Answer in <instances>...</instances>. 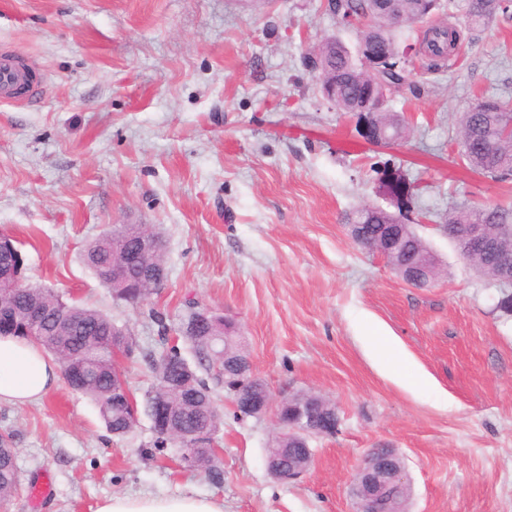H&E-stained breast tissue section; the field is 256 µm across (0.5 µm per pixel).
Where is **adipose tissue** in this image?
<instances>
[{"label":"adipose tissue","mask_w":512,"mask_h":512,"mask_svg":"<svg viewBox=\"0 0 512 512\" xmlns=\"http://www.w3.org/2000/svg\"><path fill=\"white\" fill-rule=\"evenodd\" d=\"M60 366L34 342L0 336V403L24 405L50 394ZM97 512H224V505L198 496L155 497L115 494Z\"/></svg>","instance_id":"adipose-tissue-1"}]
</instances>
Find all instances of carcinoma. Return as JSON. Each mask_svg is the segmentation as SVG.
<instances>
[{"mask_svg":"<svg viewBox=\"0 0 512 512\" xmlns=\"http://www.w3.org/2000/svg\"><path fill=\"white\" fill-rule=\"evenodd\" d=\"M329 9L345 25L369 21L362 41L379 50L387 58L385 70L377 77L366 69L359 54L352 53L341 41H324L310 58L313 67L325 75H336V95L331 104L336 110L352 115L359 111L358 93L363 86L375 81L391 93L403 86L414 88L411 72L404 71L402 53L410 36L405 34L418 21L419 0H402L396 16L387 18L370 13V0H330ZM451 16L463 20L473 30L500 18L512 21V0H448ZM448 27L437 26L424 37L427 70L438 72L450 59L446 50ZM487 100L473 102L462 113L459 129L470 122L485 128L493 136V148L488 151L480 140L459 141V155L472 169L491 177L512 173V141L497 137L506 122L507 109L485 106ZM390 139L405 136L406 126L399 115L384 107L377 113ZM448 224H504L512 227V208L456 207L448 212ZM145 234L157 235L147 224H120L112 232L89 242L83 251V262L92 270L99 283L109 289L117 303L137 305L146 301L158 286L140 280L138 264L128 265L126 254L138 251ZM24 256L9 236H0V336L30 339L43 347L61 364L64 378L71 389L93 400L99 408L106 429L122 436L132 428L133 399L124 392L115 366V349L129 357L132 344L125 336H114L112 318L101 311L76 302L50 288L29 284L23 279ZM195 353L198 365L218 384L224 383V316H203L192 313L178 328ZM157 384L146 398L145 408L157 435L156 447L181 435L182 459L189 468L207 470L211 481L220 484L223 471L213 464L214 449L200 448L193 434L202 432L208 441L223 423L209 384L200 377L173 345L163 349L153 363ZM20 486L13 435L0 433V502L8 501Z\"/></svg>","mask_w":512,"mask_h":512,"instance_id":"cac0c4a2","label":"carcinoma"}]
</instances>
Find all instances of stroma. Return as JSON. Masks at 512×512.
I'll return each instance as SVG.
<instances>
[{
    "label": "stroma",
    "mask_w": 512,
    "mask_h": 512,
    "mask_svg": "<svg viewBox=\"0 0 512 512\" xmlns=\"http://www.w3.org/2000/svg\"><path fill=\"white\" fill-rule=\"evenodd\" d=\"M327 0H0V54L44 92L0 102V230L19 243L30 283L111 315L136 345L118 357L141 410L124 436L66 382L40 401L0 403L23 485L0 512H96L115 494H193L224 512H353L350 487L370 449L402 456L409 512H512V314L457 252L450 209L512 204V176L448 160L477 98L512 103V23L463 32L444 71L414 68L419 89L390 101L410 133L373 146L318 92L314 47H355ZM415 186L407 219L439 263L416 288L356 246L348 218L395 205L377 170ZM117 224L163 236L166 278L140 307L115 303L84 265V245ZM208 309L235 326L275 402L329 399L335 434L310 438V468L267 470L273 414L223 418L214 484L174 441L155 447L142 407L163 349L151 313L177 327ZM395 337L398 353L376 349ZM405 357L429 380L402 386Z\"/></svg>",
    "instance_id": "35a3bbf8"
}]
</instances>
